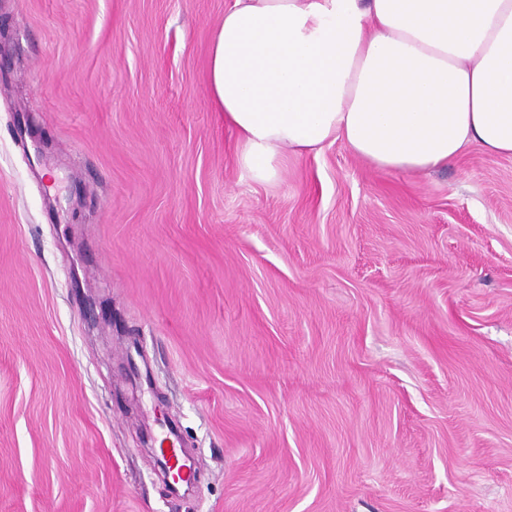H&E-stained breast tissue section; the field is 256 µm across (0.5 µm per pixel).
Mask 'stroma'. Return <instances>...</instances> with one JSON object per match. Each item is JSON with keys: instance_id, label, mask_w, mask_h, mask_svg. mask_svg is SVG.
<instances>
[{"instance_id": "stroma-1", "label": "stroma", "mask_w": 512, "mask_h": 512, "mask_svg": "<svg viewBox=\"0 0 512 512\" xmlns=\"http://www.w3.org/2000/svg\"><path fill=\"white\" fill-rule=\"evenodd\" d=\"M230 2L0 0V512H512V157L253 183Z\"/></svg>"}]
</instances>
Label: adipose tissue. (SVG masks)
<instances>
[{
  "label": "adipose tissue",
  "mask_w": 512,
  "mask_h": 512,
  "mask_svg": "<svg viewBox=\"0 0 512 512\" xmlns=\"http://www.w3.org/2000/svg\"><path fill=\"white\" fill-rule=\"evenodd\" d=\"M208 87L259 184L339 141L386 172L512 156V0H233Z\"/></svg>",
  "instance_id": "obj_1"
}]
</instances>
